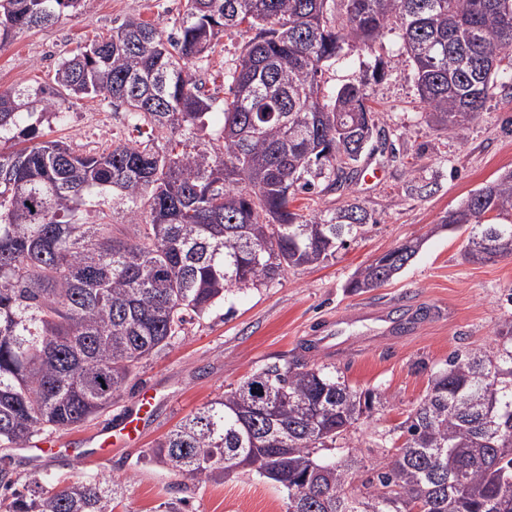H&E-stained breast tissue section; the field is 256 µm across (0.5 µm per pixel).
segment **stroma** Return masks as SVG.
<instances>
[{
    "label": "stroma",
    "mask_w": 512,
    "mask_h": 512,
    "mask_svg": "<svg viewBox=\"0 0 512 512\" xmlns=\"http://www.w3.org/2000/svg\"><path fill=\"white\" fill-rule=\"evenodd\" d=\"M183 11L184 0H81L77 14L22 31L0 45V87H53L61 60L111 33L125 17H139L167 35L178 27ZM249 37L241 27L221 33L198 73L215 98L203 140L217 138L223 128L229 95L224 70ZM378 62L385 67L381 78L372 75ZM318 80L329 90L363 81L395 152L363 157L362 167L378 168L377 180L358 181L348 193L300 194L292 207L307 215L336 209L353 196L372 214L373 224L335 258L288 269L279 281L234 293L209 314L190 320L174 344L142 361L112 407L53 433L52 454L33 447L0 448V459L10 461L20 483L37 480L61 487L85 476L113 481L122 487L115 512H162L163 503L179 499L187 500V512H285L283 491L242 470L222 482L182 485L166 467L150 463L156 441L261 365L303 353L308 360L335 365L350 386L384 396L386 403L370 424L351 435L359 457L370 466L382 458L375 430L391 429L406 418L451 353L493 346L499 324L512 316V256L486 265L464 262L465 233L440 232L436 226L448 211L512 169V79L497 78L483 112L458 136L426 121L398 30H386L368 48L346 47ZM62 110L67 119L52 126L50 136L76 151L97 152L115 139L141 138L110 101L71 98ZM412 177L430 183V194L411 193ZM414 236L425 237L426 243L399 275L367 293L347 291L359 267ZM404 314L415 316V323L389 335V321ZM338 319L347 322L344 350L302 351L310 328ZM146 390L154 407L142 439L101 453L94 435L133 413Z\"/></svg>",
    "instance_id": "35a3bbf8"
}]
</instances>
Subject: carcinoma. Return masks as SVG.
<instances>
[{"mask_svg":"<svg viewBox=\"0 0 512 512\" xmlns=\"http://www.w3.org/2000/svg\"><path fill=\"white\" fill-rule=\"evenodd\" d=\"M79 2L0 0V44ZM393 23L426 115L460 135L512 49V0H186L175 34L129 17L62 60L52 90L0 91L1 448H27L102 413L187 319L334 258L365 231L372 214L354 199L306 216L290 197L344 191L360 176L378 117L363 84L326 94L317 76L344 46H367ZM242 25L254 36L224 75V127L217 142L200 143L214 99L193 68L220 32ZM73 97L110 99L135 127L187 138L164 149L115 140L79 154L43 128L64 121ZM92 202L108 210L84 224ZM440 228L468 231V263L512 256V171ZM424 242L394 247L346 288L381 287ZM495 335L488 353L448 357L406 419L375 432L380 448L402 440L375 467L347 434L380 397L302 356L263 366L185 416L151 460L193 485L245 469L286 492V512H512V317ZM17 483L0 468V512H114L119 493L91 477L56 491Z\"/></svg>","mask_w":512,"mask_h":512,"instance_id":"1","label":"carcinoma"}]
</instances>
